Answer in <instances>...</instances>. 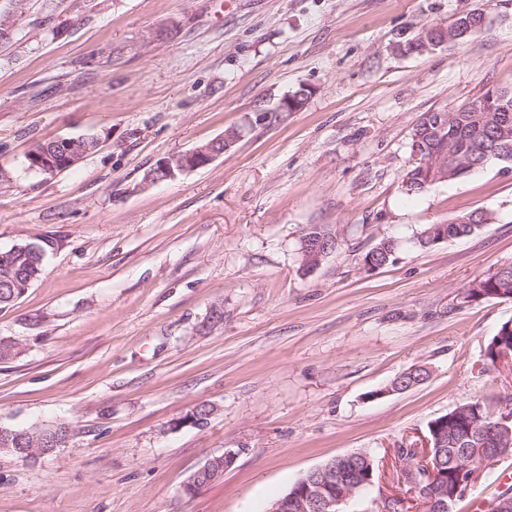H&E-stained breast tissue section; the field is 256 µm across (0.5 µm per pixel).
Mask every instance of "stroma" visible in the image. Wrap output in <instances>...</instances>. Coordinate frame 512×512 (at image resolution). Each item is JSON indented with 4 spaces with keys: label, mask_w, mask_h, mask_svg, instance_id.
<instances>
[{
    "label": "stroma",
    "mask_w": 512,
    "mask_h": 512,
    "mask_svg": "<svg viewBox=\"0 0 512 512\" xmlns=\"http://www.w3.org/2000/svg\"><path fill=\"white\" fill-rule=\"evenodd\" d=\"M483 30L424 54L395 45L459 14ZM305 88L301 111L250 126ZM512 90V0H27L0 41V251L47 241L43 271L0 308V424L65 421L54 454H0V512H268L304 475L370 454L348 512L409 495L400 449L463 403L512 410V359L485 347L512 299L467 303L512 264V163L406 195L422 113ZM245 127L211 164L153 185L163 157ZM98 150L42 175L38 144ZM486 210L470 236L420 247L429 224ZM339 247L303 270L305 228ZM384 237L393 262L362 258ZM413 366L430 376L391 393ZM207 424L183 418L201 403ZM238 449L222 479L182 488ZM512 455L467 500L503 493ZM239 454L238 450L227 448L224 453L207 459L188 479L183 486L186 495H194L201 488L219 481L224 471L230 468ZM202 481L205 484L199 485Z\"/></svg>",
    "instance_id": "35a3bbf8"
}]
</instances>
